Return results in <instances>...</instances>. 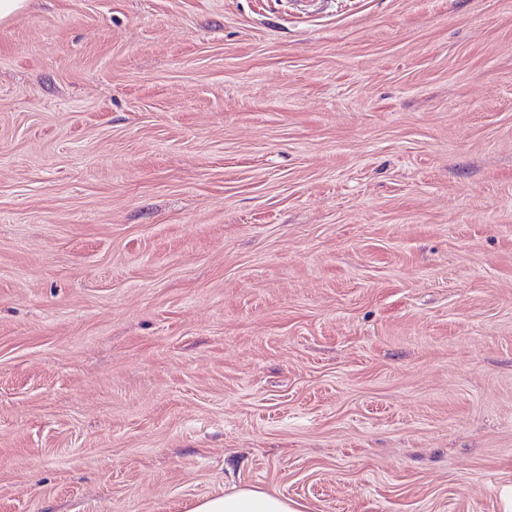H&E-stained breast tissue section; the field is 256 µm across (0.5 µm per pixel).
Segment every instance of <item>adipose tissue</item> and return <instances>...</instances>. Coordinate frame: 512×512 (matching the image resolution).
<instances>
[{"label": "adipose tissue", "instance_id": "ef3b65f1", "mask_svg": "<svg viewBox=\"0 0 512 512\" xmlns=\"http://www.w3.org/2000/svg\"><path fill=\"white\" fill-rule=\"evenodd\" d=\"M189 512H303L293 499L257 487H240L197 500Z\"/></svg>", "mask_w": 512, "mask_h": 512}]
</instances>
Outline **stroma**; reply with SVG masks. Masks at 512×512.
<instances>
[{
    "label": "stroma",
    "instance_id": "stroma-1",
    "mask_svg": "<svg viewBox=\"0 0 512 512\" xmlns=\"http://www.w3.org/2000/svg\"><path fill=\"white\" fill-rule=\"evenodd\" d=\"M512 512V0H30L0 23V512ZM189 512H303L293 499L257 487H240L197 500Z\"/></svg>",
    "mask_w": 512,
    "mask_h": 512
}]
</instances>
